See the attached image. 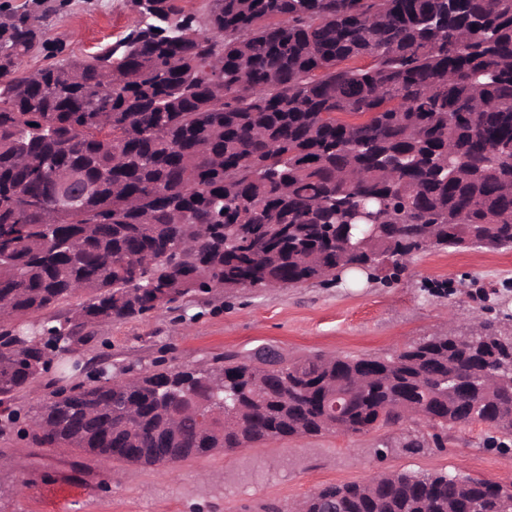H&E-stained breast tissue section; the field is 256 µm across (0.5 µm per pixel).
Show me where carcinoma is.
Listing matches in <instances>:
<instances>
[{"mask_svg":"<svg viewBox=\"0 0 512 512\" xmlns=\"http://www.w3.org/2000/svg\"><path fill=\"white\" fill-rule=\"evenodd\" d=\"M85 61L16 75L39 45L0 21V408L88 328L221 288L399 269L413 250L512 247V0H133ZM123 144L121 155L114 143ZM96 185L54 217L56 186ZM39 194L45 207L27 198ZM75 303L74 315L53 310ZM288 396H283V389ZM484 423L512 436V336L492 325L390 357L272 347L100 374L33 414L44 448L142 467L336 431ZM504 486L412 472L329 484L306 512H505Z\"/></svg>","mask_w":512,"mask_h":512,"instance_id":"carcinoma-1","label":"carcinoma"}]
</instances>
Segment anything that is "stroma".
<instances>
[{
    "instance_id": "1",
    "label": "stroma",
    "mask_w": 512,
    "mask_h": 512,
    "mask_svg": "<svg viewBox=\"0 0 512 512\" xmlns=\"http://www.w3.org/2000/svg\"><path fill=\"white\" fill-rule=\"evenodd\" d=\"M40 20L44 49L22 57L19 73L63 58L87 59L142 17L131 0H48ZM512 334V248L412 253L398 274L372 273L296 287L216 289L186 297L147 318L100 325L76 341L48 373L20 393L19 419L0 417V512H290L334 483L381 473L444 472L512 485V450L487 446L491 429L461 424L446 447L427 442L420 453L399 448L415 426L379 427L360 435L292 436L253 448L221 450L162 470L142 468L31 441L29 412L60 387L89 384L94 369L129 377L156 366L192 367L224 352L247 355L272 344L288 359L314 353L388 357L423 339L469 335L475 320Z\"/></svg>"
}]
</instances>
